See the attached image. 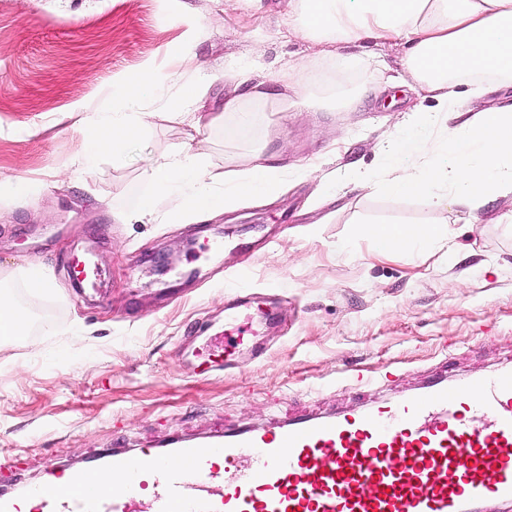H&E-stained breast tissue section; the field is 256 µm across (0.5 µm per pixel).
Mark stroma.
<instances>
[{
  "mask_svg": "<svg viewBox=\"0 0 512 512\" xmlns=\"http://www.w3.org/2000/svg\"><path fill=\"white\" fill-rule=\"evenodd\" d=\"M225 0H0V284L33 329L0 344V489L18 494L128 443L151 448L172 433L196 436L240 425H273L298 412L349 409L405 393L425 373L469 375L512 362V194L491 198L471 219L427 198L363 189L382 150L412 112L435 103L388 85L403 42L364 40L377 73L338 67L324 44L279 37L288 0L227 11ZM310 61L309 90L340 108L288 112L281 80L290 61ZM266 78L272 102L251 128L227 116L203 131L171 118L183 87H207L221 111L224 79L240 64ZM162 79L153 116L122 156L87 170L89 113L108 105L128 76ZM447 125L482 106L512 105V82L462 76ZM191 147L215 174L284 165L271 196L244 198L192 224H169L176 193H156L149 160ZM28 182L16 193V180ZM154 198L148 223L121 215ZM441 224L445 242L421 250L378 249L359 224ZM86 254L100 276L77 290L68 261ZM52 289L27 292L33 267ZM236 277L268 295L279 340L259 363L197 374L193 352L222 330ZM394 370L391 385L344 388L341 373Z\"/></svg>",
  "mask_w": 512,
  "mask_h": 512,
  "instance_id": "stroma-1",
  "label": "stroma"
}]
</instances>
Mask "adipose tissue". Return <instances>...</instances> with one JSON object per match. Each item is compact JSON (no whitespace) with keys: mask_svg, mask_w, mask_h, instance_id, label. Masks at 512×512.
I'll list each match as a JSON object with an SVG mask.
<instances>
[{"mask_svg":"<svg viewBox=\"0 0 512 512\" xmlns=\"http://www.w3.org/2000/svg\"><path fill=\"white\" fill-rule=\"evenodd\" d=\"M288 34L320 43L350 45L370 36L401 40L407 51L402 79L436 102L432 112L415 113L412 123L386 147L388 159L368 187L393 197H427L436 207L455 203L477 212L495 195L512 193V107L473 105L462 131L435 139L439 113L456 105L461 75L512 79V0H292ZM159 85L150 69L130 76L112 98L111 110L88 116L82 127L87 152L80 168L99 153L120 154L147 125L142 104ZM157 190L176 191L179 206L169 223L223 211L231 197L274 190L280 169L255 163L235 181L232 195L212 191V176L200 155L184 150L149 166ZM379 249L414 250L444 235L439 225H386L368 229Z\"/></svg>","mask_w":512,"mask_h":512,"instance_id":"adipose-tissue-1","label":"adipose tissue"}]
</instances>
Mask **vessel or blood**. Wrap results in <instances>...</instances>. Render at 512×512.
Wrapping results in <instances>:
<instances>
[{
    "label": "vessel or blood",
    "mask_w": 512,
    "mask_h": 512,
    "mask_svg": "<svg viewBox=\"0 0 512 512\" xmlns=\"http://www.w3.org/2000/svg\"><path fill=\"white\" fill-rule=\"evenodd\" d=\"M273 323L230 310L198 371L264 357L259 328ZM28 496L38 512H512V365L357 410L116 448Z\"/></svg>",
    "instance_id": "b4317fda"
}]
</instances>
